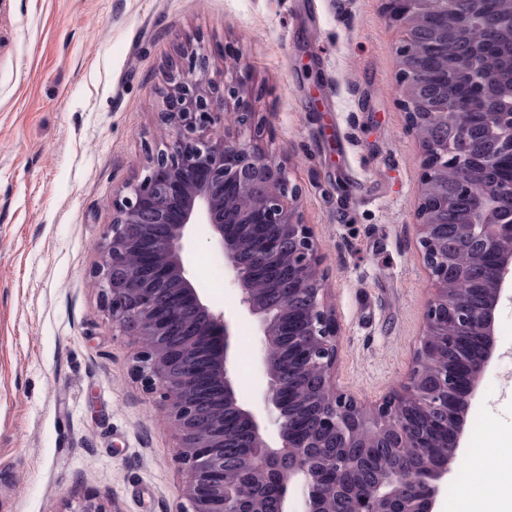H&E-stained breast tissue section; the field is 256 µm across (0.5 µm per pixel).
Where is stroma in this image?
Segmentation results:
<instances>
[{"instance_id":"1","label":"stroma","mask_w":512,"mask_h":512,"mask_svg":"<svg viewBox=\"0 0 512 512\" xmlns=\"http://www.w3.org/2000/svg\"><path fill=\"white\" fill-rule=\"evenodd\" d=\"M404 30L385 0H0V512H177L182 464L135 344L93 271L112 197L164 135L159 87L184 45L209 76L251 73L258 145L301 189L339 323L336 386L379 402L408 377L432 298L416 247L422 151L398 93ZM205 224L191 270L233 324L237 383L256 389L257 326ZM498 360L467 414L468 470L441 512H512L488 447L512 446V298Z\"/></svg>"}]
</instances>
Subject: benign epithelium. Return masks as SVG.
Returning a JSON list of instances; mask_svg holds the SVG:
<instances>
[{"label": "benign epithelium", "instance_id": "obj_1", "mask_svg": "<svg viewBox=\"0 0 512 512\" xmlns=\"http://www.w3.org/2000/svg\"><path fill=\"white\" fill-rule=\"evenodd\" d=\"M484 28L507 38L512 72V0ZM405 32L399 92L423 152L415 211L417 244L434 294L415 366L381 402L366 405L336 387L338 325L327 304L323 258L299 211V188L257 146L249 78L240 65L209 78L201 48L170 62L160 93L165 137L143 178L112 197L96 278L112 326L139 346L133 371L156 395L186 466L177 512H437L458 463L467 413L495 357L498 304L512 288V75L499 84L482 48L469 65L432 76L423 21L455 23L445 0H387ZM464 80L472 97L442 96ZM483 127L484 153L469 149ZM466 209L464 223L451 219ZM210 226L241 311L258 322L260 399L236 390L233 326L196 288L192 229ZM484 285L475 307L448 291L459 255ZM310 379L295 387L283 366ZM393 449L390 459L371 449ZM410 448H429L417 467ZM302 487L301 509L290 489Z\"/></svg>", "mask_w": 512, "mask_h": 512}]
</instances>
